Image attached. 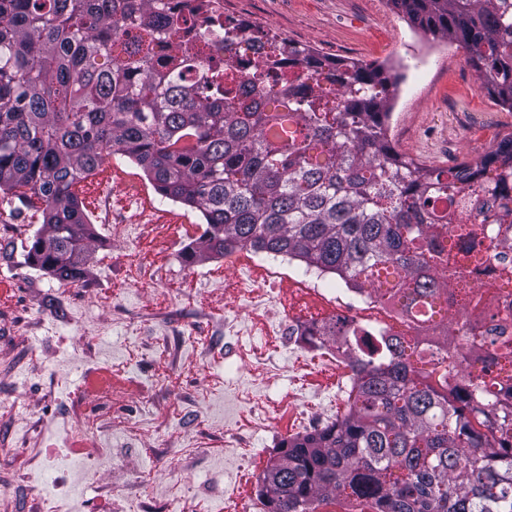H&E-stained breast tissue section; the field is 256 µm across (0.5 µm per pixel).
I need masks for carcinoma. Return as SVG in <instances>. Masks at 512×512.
<instances>
[{"label":"carcinoma","mask_w":512,"mask_h":512,"mask_svg":"<svg viewBox=\"0 0 512 512\" xmlns=\"http://www.w3.org/2000/svg\"><path fill=\"white\" fill-rule=\"evenodd\" d=\"M410 23L464 48L483 87L512 111V0H392ZM224 42L209 0H0V202L29 224L24 265L67 283L97 240L76 184L115 154L163 197L197 210L206 253L288 256L375 292H408L422 317L485 242L512 233V132L482 158L426 169L391 146L398 77L329 60L255 29L269 46L246 75L192 53L200 14ZM180 38L159 66L164 40ZM354 388L336 422L286 440L262 474L268 512H317L332 500L369 512H512V343L489 341L473 375L416 349L352 337ZM483 430H477L472 420Z\"/></svg>","instance_id":"cac0c4a2"}]
</instances>
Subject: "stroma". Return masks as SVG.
<instances>
[{"instance_id": "obj_1", "label": "stroma", "mask_w": 512, "mask_h": 512, "mask_svg": "<svg viewBox=\"0 0 512 512\" xmlns=\"http://www.w3.org/2000/svg\"><path fill=\"white\" fill-rule=\"evenodd\" d=\"M225 14L275 31L324 56L376 62L399 85L387 120L388 138L401 155L426 167L446 168L485 154L512 132V111L498 105L465 50L413 27L391 0H224ZM75 191L98 239L84 279L63 285L23 266L22 253L0 261V340L13 356H0V397L17 400L16 415L0 419V476L20 479L15 454L39 472L61 466L44 486L65 476L57 512H134L124 494L145 480L161 512H183L168 499L172 484L189 488L203 512H246L257 504L258 479L291 434L322 428L309 408L304 425L272 426L235 444L250 390L269 410L289 397L335 401L344 415L347 393L314 348L289 346L266 315L239 296L242 283L266 285L271 266L291 277L288 311L307 322H328V297L341 287L321 275L320 293L306 283L303 262L264 253L228 261L205 256L188 263L185 250L201 233L199 212L162 197L127 157H110ZM109 208L108 223L97 212ZM236 319L245 334L213 331L206 319ZM261 347L276 363L268 380L244 362L240 344ZM205 365H196L200 352ZM171 376L154 391L148 380ZM200 407L189 401L198 390ZM195 447L191 471L181 470L172 442Z\"/></svg>"}]
</instances>
